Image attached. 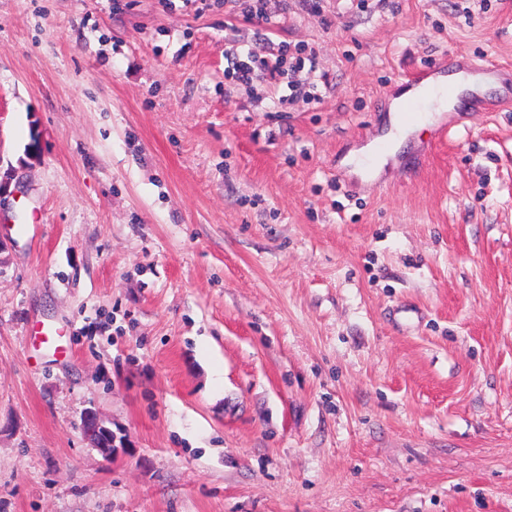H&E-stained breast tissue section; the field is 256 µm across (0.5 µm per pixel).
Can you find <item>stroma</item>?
<instances>
[{"label": "stroma", "mask_w": 512, "mask_h": 512, "mask_svg": "<svg viewBox=\"0 0 512 512\" xmlns=\"http://www.w3.org/2000/svg\"><path fill=\"white\" fill-rule=\"evenodd\" d=\"M459 53L512 0H0V512H512V104L345 163ZM227 55L230 57L232 68L228 70L227 75L235 80L251 84L253 82H262L269 75L271 78L276 76L284 77L298 71L301 67V59L296 58V65H292L290 69H283L285 64L284 58L277 57L274 61L260 57L252 48H243L241 46H232ZM292 72V73H290ZM82 431L91 445L107 458L112 457L114 448L125 445V440L114 435L112 429L92 410L84 415Z\"/></svg>", "instance_id": "stroma-1"}]
</instances>
